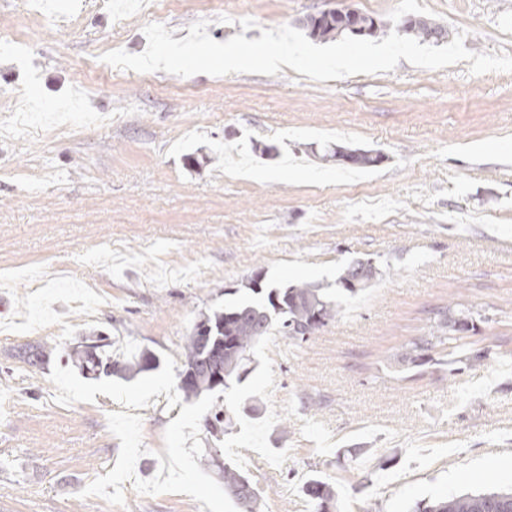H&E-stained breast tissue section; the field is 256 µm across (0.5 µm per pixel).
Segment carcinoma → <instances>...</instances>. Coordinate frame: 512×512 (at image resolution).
I'll return each instance as SVG.
<instances>
[{
    "label": "carcinoma",
    "instance_id": "carcinoma-1",
    "mask_svg": "<svg viewBox=\"0 0 512 512\" xmlns=\"http://www.w3.org/2000/svg\"><path fill=\"white\" fill-rule=\"evenodd\" d=\"M355 20L373 27L367 33L369 37L385 35L390 29L387 23L367 14L359 13ZM345 24L347 21L343 18L333 16L329 19L313 18L302 23V27L310 38L328 41L348 35ZM374 277L375 270L371 264L357 262L348 266L339 277L337 289L344 296L353 297L364 290ZM340 311L338 300L319 285L304 282L272 288L260 302L238 303L201 315L180 353L179 389L184 399L189 401L203 394L221 393L232 383L243 382L249 374L246 361L250 360L253 346L261 337L275 330L291 340L303 342L334 320ZM450 313L470 321L463 312L448 309L429 335L420 336L404 346L402 359L417 365L430 360L429 352L447 340ZM277 320L280 325L276 328ZM101 348V344H90L74 353V363L83 374L95 378L104 375L128 379L159 366L157 357L147 351L120 359L109 353H100ZM490 354L491 350L486 347L467 349L457 359L461 367L456 372L487 361ZM205 425L211 437L221 441L232 427L228 409L217 407L212 410ZM219 453L220 449H212L205 456V464L218 468L224 480V491L236 502L240 512H257V495L252 482L236 466L221 461ZM302 491L315 504L316 512H330L335 491L329 483L313 477L306 481ZM412 512H512V489L455 494L432 502H419Z\"/></svg>",
    "mask_w": 512,
    "mask_h": 512
}]
</instances>
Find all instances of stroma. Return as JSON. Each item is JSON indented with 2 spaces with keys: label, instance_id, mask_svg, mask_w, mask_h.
<instances>
[{
  "label": "stroma",
  "instance_id": "obj_1",
  "mask_svg": "<svg viewBox=\"0 0 512 512\" xmlns=\"http://www.w3.org/2000/svg\"><path fill=\"white\" fill-rule=\"evenodd\" d=\"M148 2L0 0V512H201L129 481L124 506L82 497L119 454L108 414L141 416L135 474L154 477L200 315L251 299L255 269L267 288L332 286L357 260L376 268L371 287L308 341L276 336L273 396L241 408L251 421L276 412L269 444L290 453L276 468L244 449L259 512H315L301 490L313 476L333 485L337 512L512 488V154L497 153L512 141V73L404 60L324 82L287 66L87 71L108 51L143 52L149 23L182 39L204 20L215 41L254 40L336 5L512 54V0H180L157 13ZM256 142L279 157L256 156ZM312 142L385 160L326 162ZM450 304L471 313L466 339L490 358L458 375L444 345L424 365L402 362ZM99 334L158 368L84 377L67 357ZM36 348L50 356L29 363Z\"/></svg>",
  "mask_w": 512,
  "mask_h": 512
}]
</instances>
